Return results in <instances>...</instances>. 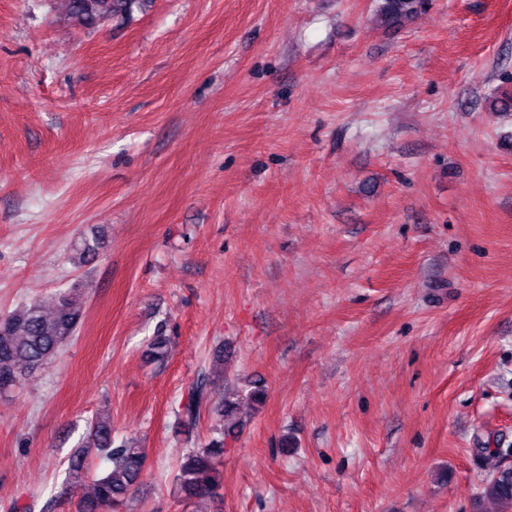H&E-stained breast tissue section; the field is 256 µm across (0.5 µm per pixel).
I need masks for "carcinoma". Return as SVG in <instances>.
Returning a JSON list of instances; mask_svg holds the SVG:
<instances>
[{
	"instance_id": "cac0c4a2",
	"label": "carcinoma",
	"mask_w": 512,
	"mask_h": 512,
	"mask_svg": "<svg viewBox=\"0 0 512 512\" xmlns=\"http://www.w3.org/2000/svg\"><path fill=\"white\" fill-rule=\"evenodd\" d=\"M141 0H68L69 13L87 26L131 15ZM425 0H380L378 16L387 26H401L414 18ZM54 307L46 312L37 302L22 303L0 315V394L20 387L59 354L62 346L75 336L82 318L81 305L72 291L53 295ZM210 398L206 379L197 381L180 408L179 415L189 424L196 422L201 406ZM237 403L229 398L218 406L223 425L202 448L186 452L175 476L180 492L188 499L217 498L219 470L226 439L237 429ZM84 447L94 448L110 462L106 474L96 479L93 492L81 501V512H111L122 504L128 491L140 482L145 471V453L129 442L115 444L112 427L99 422L91 429ZM486 465L479 501L484 512H512V475L502 472L501 449L480 448Z\"/></svg>"
}]
</instances>
